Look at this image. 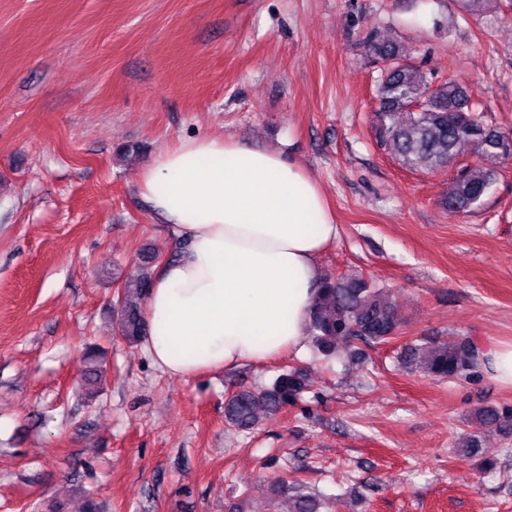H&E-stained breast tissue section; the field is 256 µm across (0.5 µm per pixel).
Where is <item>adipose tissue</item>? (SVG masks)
<instances>
[{
	"mask_svg": "<svg viewBox=\"0 0 512 512\" xmlns=\"http://www.w3.org/2000/svg\"><path fill=\"white\" fill-rule=\"evenodd\" d=\"M138 195L186 245L144 305L154 364L184 379L301 351L339 226L318 180L281 152L197 136L160 150Z\"/></svg>",
	"mask_w": 512,
	"mask_h": 512,
	"instance_id": "obj_1",
	"label": "adipose tissue"
}]
</instances>
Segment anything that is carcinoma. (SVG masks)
<instances>
[{
	"instance_id": "carcinoma-1",
	"label": "carcinoma",
	"mask_w": 512,
	"mask_h": 512,
	"mask_svg": "<svg viewBox=\"0 0 512 512\" xmlns=\"http://www.w3.org/2000/svg\"><path fill=\"white\" fill-rule=\"evenodd\" d=\"M371 55L385 68L376 85L378 110L374 115L377 141L409 169L433 171L452 166L457 174L443 197L450 213H466L481 206L496 180V172L482 166L488 157L512 156V131L484 124L477 115L479 102L455 81L436 80L401 58L399 47L374 34L366 37ZM156 257L147 256L142 269L124 279L118 296V334L130 345L145 335L142 305L151 284L150 270ZM308 329L322 355L336 353L337 346L370 347L396 338L399 320L387 289L361 276L323 277L309 308ZM409 367L435 380L465 377L477 369L485 355L469 338L411 343L401 353ZM103 370L94 360L81 376L87 394L98 393ZM307 371L292 367L270 385L256 390L241 388L224 404L225 422L238 430L253 428L262 414L275 415L294 407L307 390ZM483 426L501 428L509 419L496 410L479 413ZM273 495L288 501V512H322L324 503L299 481L280 479Z\"/></svg>"
}]
</instances>
